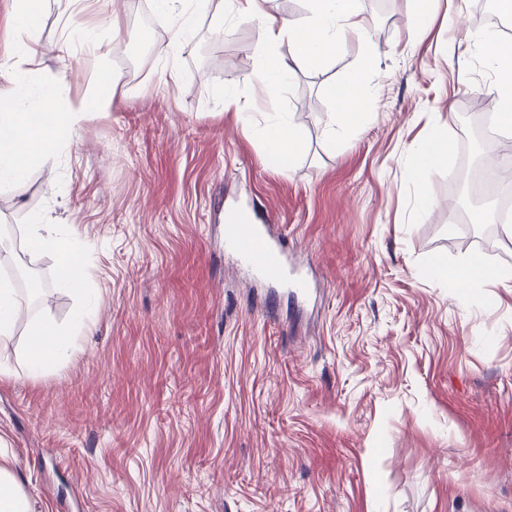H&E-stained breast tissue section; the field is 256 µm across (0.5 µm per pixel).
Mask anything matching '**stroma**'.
Instances as JSON below:
<instances>
[{
  "instance_id": "35a3bbf8",
  "label": "stroma",
  "mask_w": 512,
  "mask_h": 512,
  "mask_svg": "<svg viewBox=\"0 0 512 512\" xmlns=\"http://www.w3.org/2000/svg\"><path fill=\"white\" fill-rule=\"evenodd\" d=\"M12 2L0 59L27 76L0 75V95L64 111L120 77L110 111L0 185L1 230L39 215L87 268L83 292L56 289V257L19 239L0 276L28 264L54 287L30 317L95 314L36 376L24 330L0 340V446L34 512H512V288L439 271L512 272V235L458 197L467 111L498 104L475 0H359L367 40L267 94L255 24L221 5L166 59L156 0H42L30 37ZM366 55L362 123L329 144L333 92ZM286 117L288 169L260 138ZM437 133L447 161L417 183ZM258 202L309 305L246 285L224 248ZM441 273L448 274V281L458 287L460 282L468 286L469 282L478 278H497L502 282H510L512 280V273H489L482 262L478 259L469 260L462 267L448 268L443 266Z\"/></svg>"
}]
</instances>
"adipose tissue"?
<instances>
[{
    "mask_svg": "<svg viewBox=\"0 0 512 512\" xmlns=\"http://www.w3.org/2000/svg\"><path fill=\"white\" fill-rule=\"evenodd\" d=\"M233 10L255 22L259 29L258 51L265 58L258 82L262 90H270L291 72L325 64L351 38L363 37L365 20L356 0H307L308 13L297 20H286L272 13L270 0H228ZM161 13L175 16L168 48H176L192 32L195 14L207 10L211 0H160ZM287 42L288 55L281 58L274 50L280 42ZM491 67L499 76L500 103L492 122L501 128H512V42L492 43L488 55ZM374 68L372 58H365L358 70L334 97L335 110L327 126L328 139H335L337 131L355 130L361 116L357 110L359 92ZM111 104L109 93L69 108L65 112H21L12 100L0 99V182L19 180L27 169L31 156L48 151L58 140L71 136L90 112L107 110ZM268 156L280 166L292 163L300 150V142L292 123L268 125L263 134ZM40 222L27 226L25 233L30 243L39 249L56 254L60 276L59 287L73 290L87 276L83 263L71 251L65 238L42 235ZM27 325V367L30 374H40L48 365L64 361L71 348V337L88 328L93 313L85 307L77 308L70 328L64 329L47 319L25 318L18 293L11 279H0V339L14 334L19 323Z\"/></svg>",
    "mask_w": 512,
    "mask_h": 512,
    "instance_id": "1",
    "label": "adipose tissue"
}]
</instances>
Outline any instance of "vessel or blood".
Instances as JSON below:
<instances>
[{"label":"vessel or blood","instance_id":"obj_1","mask_svg":"<svg viewBox=\"0 0 512 512\" xmlns=\"http://www.w3.org/2000/svg\"><path fill=\"white\" fill-rule=\"evenodd\" d=\"M224 245L238 254L257 276L270 283L288 284L299 300H308L310 290L304 279L289 278L282 244L258 224L230 223L224 227Z\"/></svg>","mask_w":512,"mask_h":512}]
</instances>
